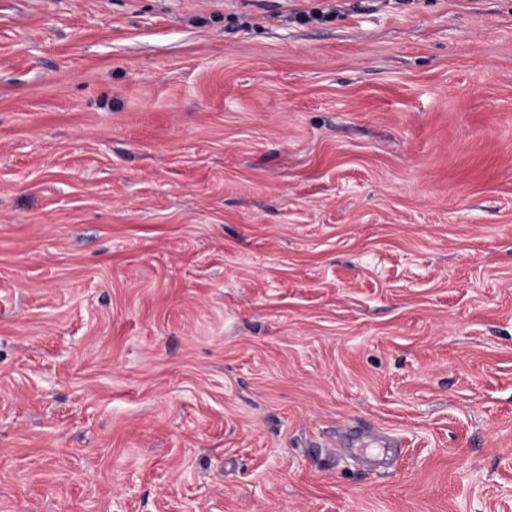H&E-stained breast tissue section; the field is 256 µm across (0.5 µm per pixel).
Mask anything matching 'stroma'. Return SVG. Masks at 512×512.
Instances as JSON below:
<instances>
[{
  "label": "stroma",
  "mask_w": 512,
  "mask_h": 512,
  "mask_svg": "<svg viewBox=\"0 0 512 512\" xmlns=\"http://www.w3.org/2000/svg\"><path fill=\"white\" fill-rule=\"evenodd\" d=\"M0 512H512V0H0Z\"/></svg>",
  "instance_id": "obj_1"
}]
</instances>
